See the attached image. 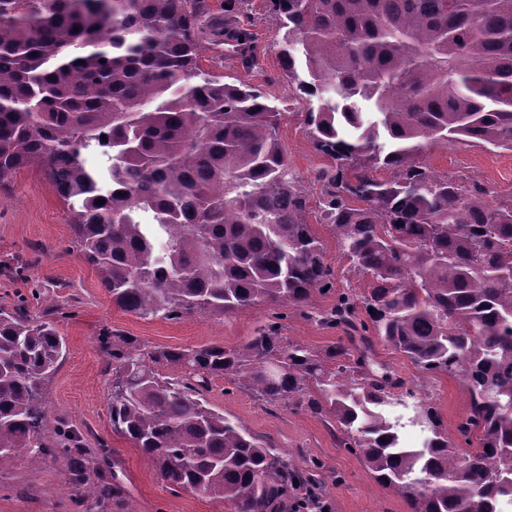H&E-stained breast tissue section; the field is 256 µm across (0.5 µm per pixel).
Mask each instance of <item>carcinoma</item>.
Here are the masks:
<instances>
[{"label":"carcinoma","instance_id":"1","mask_svg":"<svg viewBox=\"0 0 512 512\" xmlns=\"http://www.w3.org/2000/svg\"><path fill=\"white\" fill-rule=\"evenodd\" d=\"M281 57L329 165L320 220L348 271L369 278L315 316L338 339L284 343L272 321L237 348L146 354L112 340L109 416L172 490L199 486L233 512H320L317 464L265 447L213 410L209 376L271 405L336 421L339 445L407 512H512V200L437 175L425 147L512 150V0H271ZM207 0H0V180L41 172L71 213L72 244L122 310L222 319L255 303L308 314L330 283L301 181L257 87L199 64ZM217 41L253 63L252 33ZM307 79L299 78L298 69ZM107 140H101V137ZM104 203L99 204L97 200ZM23 296L0 308V470L80 447L50 431L44 385L66 351ZM383 345L468 397L458 438L388 367ZM184 376H156L151 364ZM430 435L401 445L402 416ZM79 500L112 508L118 487L71 459Z\"/></svg>","mask_w":512,"mask_h":512}]
</instances>
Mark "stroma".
Segmentation results:
<instances>
[{
	"instance_id": "stroma-1",
	"label": "stroma",
	"mask_w": 512,
	"mask_h": 512,
	"mask_svg": "<svg viewBox=\"0 0 512 512\" xmlns=\"http://www.w3.org/2000/svg\"><path fill=\"white\" fill-rule=\"evenodd\" d=\"M254 38V64L244 67L231 48L206 46L202 67L225 81L243 80L261 89L282 112L279 138L289 167L301 178L308 195L307 220L321 240L330 265L332 287L314 293L310 315L287 310L282 319L284 341H298L323 351L340 336L319 326L314 313L335 301L338 291H364L368 279L350 276L336 238L319 220L322 185L314 178L326 158L312 147L305 118L317 108L314 99L294 95L279 55L280 20L269 0H250L236 16ZM442 176L465 175L489 187L494 200L512 199V151L475 145L433 148L428 157ZM69 213L52 185L40 174L22 171L0 186V262L25 258L22 276L0 273V306L11 307L18 295L38 289L32 320H52L67 351L46 386L48 424L76 430L87 448L86 464L102 468L119 483L134 512H230L228 505L192 491L172 493L137 448L112 430L108 401L112 360L99 342L101 329L131 339L146 349L195 348L219 343L243 344L273 317V308L258 303L221 320L140 317L113 304L95 270L70 251ZM377 359L401 376L430 403L448 433H455L466 409L464 388L445 375L424 377L405 358L378 347ZM210 407L237 421L246 432L295 462H317L318 479L329 512H407L403 500L378 484L360 459L341 448L334 420L304 409L272 406L253 392L232 388L224 377L209 379L203 392ZM65 461L35 468L19 461L0 470V512H74L66 483Z\"/></svg>"
}]
</instances>
